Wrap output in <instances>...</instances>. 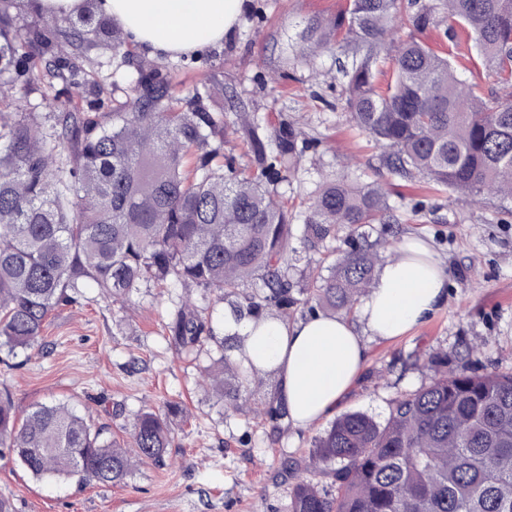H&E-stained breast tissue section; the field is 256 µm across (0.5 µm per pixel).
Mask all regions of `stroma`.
<instances>
[{
    "mask_svg": "<svg viewBox=\"0 0 512 512\" xmlns=\"http://www.w3.org/2000/svg\"><path fill=\"white\" fill-rule=\"evenodd\" d=\"M345 0H246L221 45L175 70L185 86L214 87L224 112H249L266 135L282 121L298 132V171L278 189L305 201L320 181L348 177L377 186L393 205L394 223L366 227L380 261L401 239L427 240L449 273L448 302L403 336L369 343L360 379L336 415L362 411L384 420L397 396L414 392L442 371L467 367L512 371V201L428 191L420 176L402 177L382 164L383 149L352 130L343 107L344 67L351 55L304 41L312 20L331 18ZM179 288L142 285L123 303L86 283L79 303L55 310L40 346L0 363V390L18 415L35 404L67 401L121 442L139 409L183 402L188 416L171 421L175 448L166 466L134 464L124 483L38 481L18 459L0 453V496L13 512H286L281 460L307 455L331 423L295 430L257 417L274 391L270 378L235 408L221 409L200 385L206 358L177 355L164 330Z\"/></svg>",
    "mask_w": 512,
    "mask_h": 512,
    "instance_id": "35a3bbf8",
    "label": "stroma"
}]
</instances>
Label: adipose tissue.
<instances>
[{"label":"adipose tissue","instance_id":"ef3b65f1","mask_svg":"<svg viewBox=\"0 0 512 512\" xmlns=\"http://www.w3.org/2000/svg\"><path fill=\"white\" fill-rule=\"evenodd\" d=\"M100 17L160 58L197 57L221 43L244 0H95ZM449 274L426 242L402 240L380 268L356 320L321 312L293 323L224 310V333L237 337L235 359L277 381L292 428L333 413L359 379L368 339H392L422 323L448 298Z\"/></svg>","mask_w":512,"mask_h":512}]
</instances>
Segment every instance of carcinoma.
Wrapping results in <instances>:
<instances>
[{
  "instance_id": "carcinoma-1",
  "label": "carcinoma",
  "mask_w": 512,
  "mask_h": 512,
  "mask_svg": "<svg viewBox=\"0 0 512 512\" xmlns=\"http://www.w3.org/2000/svg\"><path fill=\"white\" fill-rule=\"evenodd\" d=\"M16 0H0V81L30 89L41 78L82 74V106L53 97L51 112H23L0 97V349L7 355L42 341L47 320L78 302L85 281L122 301L144 282L179 285L234 304L239 314L281 317L295 303L353 309L375 276L362 228L392 210L373 186L323 181L293 224L288 202L274 199L298 169L293 129L275 146L256 118L212 108L209 89L174 94L158 70H136L130 94L107 102L109 75L93 51L106 48L115 70L131 63L130 44L88 8L49 25H18ZM456 26L449 41L476 48L485 67L512 83V0H346L336 21L314 20L305 40L339 42L357 56L346 78L352 125L386 155L393 172L422 175L473 196L512 198V103L486 101L478 85L460 87L449 60L403 27L421 32L440 16ZM390 47V79L376 68ZM233 130L251 164L224 165L221 143ZM343 239L344 247L328 250ZM300 241L302 248L294 246ZM165 329L185 355H206L204 383L224 396V372L237 381L228 405L249 391L257 370L231 360L227 338L206 308L173 303ZM138 412L132 449L65 402L37 404L19 419L0 393V447L37 480L123 482L133 459L166 464L168 419ZM328 479L301 477L288 488V512H512V373L452 369L392 402L381 423L345 413L321 434L308 460L287 459L298 475L309 464Z\"/></svg>"
}]
</instances>
